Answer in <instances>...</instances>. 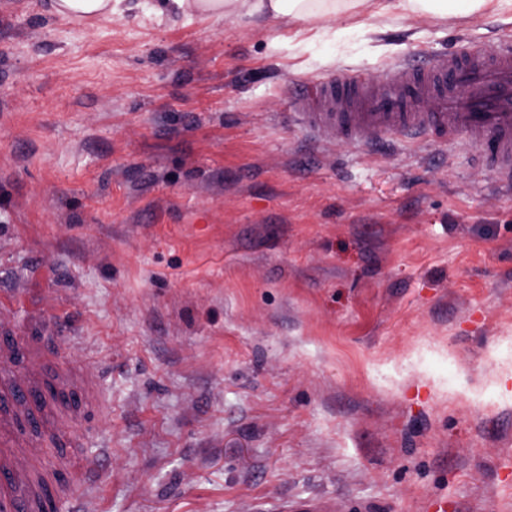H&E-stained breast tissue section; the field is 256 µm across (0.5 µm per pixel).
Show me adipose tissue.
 Wrapping results in <instances>:
<instances>
[{"label": "adipose tissue", "mask_w": 512, "mask_h": 512, "mask_svg": "<svg viewBox=\"0 0 512 512\" xmlns=\"http://www.w3.org/2000/svg\"><path fill=\"white\" fill-rule=\"evenodd\" d=\"M363 0H153L148 12L185 13L191 10L220 18L256 19L289 17L295 20L335 12L337 6L351 9ZM498 9L512 8V0H396L395 6L405 15H429L442 20L484 10L489 4Z\"/></svg>", "instance_id": "1"}]
</instances>
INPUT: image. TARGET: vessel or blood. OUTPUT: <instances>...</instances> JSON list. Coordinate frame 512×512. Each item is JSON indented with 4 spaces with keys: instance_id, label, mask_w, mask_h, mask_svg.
Masks as SVG:
<instances>
[{
    "instance_id": "obj_1",
    "label": "vessel or blood",
    "mask_w": 512,
    "mask_h": 512,
    "mask_svg": "<svg viewBox=\"0 0 512 512\" xmlns=\"http://www.w3.org/2000/svg\"><path fill=\"white\" fill-rule=\"evenodd\" d=\"M298 119L323 138L375 146L390 138L444 143L464 137L480 166L490 168L500 190L512 194V41L491 51L462 47L424 65L398 63L376 77L353 71L303 88L294 98ZM1 305L26 309L33 318L60 320L59 309L22 289L0 296ZM41 359L43 346L20 336H0V512H85L84 500L101 481L94 461L75 466L74 478L57 483V470L35 471L22 449L46 434L65 442L66 406L80 408L87 388L62 370L53 384L33 380L19 388L11 365L19 354Z\"/></svg>"
}]
</instances>
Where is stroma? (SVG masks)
<instances>
[{
	"mask_svg": "<svg viewBox=\"0 0 512 512\" xmlns=\"http://www.w3.org/2000/svg\"><path fill=\"white\" fill-rule=\"evenodd\" d=\"M0 0V289L96 367L91 512H512V195L465 139L374 150L302 86L512 35L373 4L295 20ZM122 0H52L53 12L61 16L82 17L86 15L113 14ZM1 305L16 306L26 309L32 313L35 319H43L48 317L54 320V324L58 325L61 322V314L59 309L54 305L48 304L44 301V297H35L29 288H24L21 291H14L8 294H1Z\"/></svg>",
	"mask_w": 512,
	"mask_h": 512,
	"instance_id": "stroma-1",
	"label": "stroma"
}]
</instances>
